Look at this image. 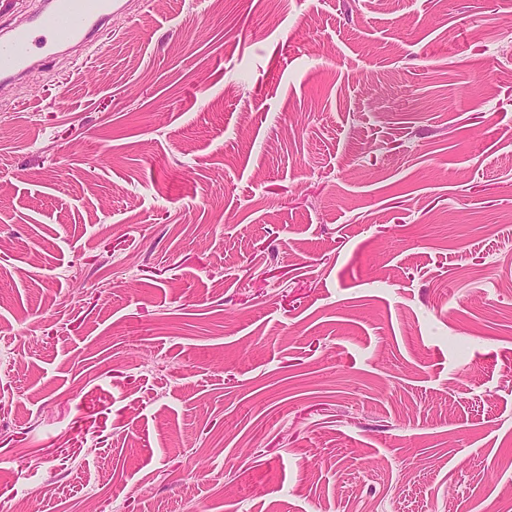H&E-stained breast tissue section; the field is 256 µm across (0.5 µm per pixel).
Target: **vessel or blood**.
<instances>
[{
	"instance_id": "b4317fda",
	"label": "vessel or blood",
	"mask_w": 512,
	"mask_h": 512,
	"mask_svg": "<svg viewBox=\"0 0 512 512\" xmlns=\"http://www.w3.org/2000/svg\"><path fill=\"white\" fill-rule=\"evenodd\" d=\"M118 8V0H43L38 10L0 37V79H20L37 59L59 55L74 41L95 44Z\"/></svg>"
}]
</instances>
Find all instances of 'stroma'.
I'll list each match as a JSON object with an SVG mask.
<instances>
[{"label": "stroma", "instance_id": "stroma-1", "mask_svg": "<svg viewBox=\"0 0 512 512\" xmlns=\"http://www.w3.org/2000/svg\"><path fill=\"white\" fill-rule=\"evenodd\" d=\"M0 86V512L512 507V0H121Z\"/></svg>", "mask_w": 512, "mask_h": 512}]
</instances>
